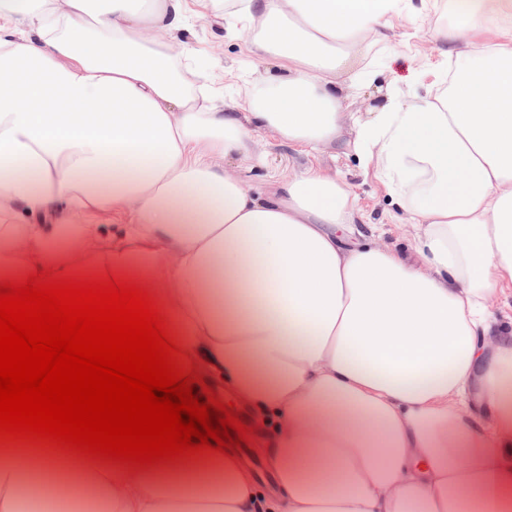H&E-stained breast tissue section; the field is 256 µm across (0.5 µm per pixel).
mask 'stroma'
Wrapping results in <instances>:
<instances>
[{"mask_svg":"<svg viewBox=\"0 0 512 512\" xmlns=\"http://www.w3.org/2000/svg\"><path fill=\"white\" fill-rule=\"evenodd\" d=\"M471 3L472 0H428L420 12L393 16L384 30L383 39L368 42L360 50L362 63L377 60L381 67L375 80L355 91L349 99L350 111H374L382 105L388 87L409 90L417 77L423 78L432 90H445L450 67L446 56L448 46L436 41L434 34L437 28L453 25L458 14L467 11ZM184 39L197 57L223 58V69L201 72L199 79L228 97L236 95L242 78L249 72L270 66L269 61L254 53L251 34L246 30L228 32L223 26L201 21L193 15L188 19ZM260 144L266 151L264 163L238 157L227 160L229 166L240 171L248 186L260 189L270 180L288 178L299 166H318L347 181L358 206L371 218L370 223L362 225L363 233L375 235L378 243L410 252L415 229L397 221L399 208L387 195L376 168H362L352 153L334 154L327 150L306 156L300 149L281 144L270 132L261 136Z\"/></svg>","mask_w":512,"mask_h":512,"instance_id":"stroma-1","label":"stroma"}]
</instances>
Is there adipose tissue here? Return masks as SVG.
<instances>
[{"label":"adipose tissue","mask_w":512,"mask_h":512,"mask_svg":"<svg viewBox=\"0 0 512 512\" xmlns=\"http://www.w3.org/2000/svg\"><path fill=\"white\" fill-rule=\"evenodd\" d=\"M217 0H0V281L53 270L151 289L185 364L262 436L138 473L0 444V512H512V0L437 30L448 93L388 90L356 54L413 0H234L245 105L175 49ZM355 152L417 228L413 262L312 166L251 191L254 135Z\"/></svg>","instance_id":"1"}]
</instances>
